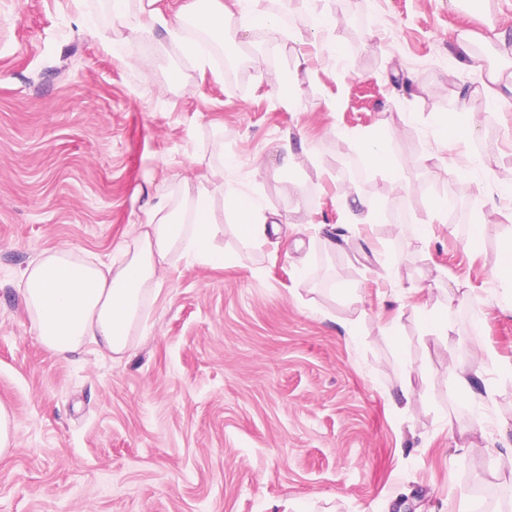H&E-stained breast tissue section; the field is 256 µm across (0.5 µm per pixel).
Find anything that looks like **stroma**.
<instances>
[{
    "label": "stroma",
    "instance_id": "35a3bbf8",
    "mask_svg": "<svg viewBox=\"0 0 512 512\" xmlns=\"http://www.w3.org/2000/svg\"><path fill=\"white\" fill-rule=\"evenodd\" d=\"M191 2L155 0L151 18L129 0L118 22L109 0H0V401L18 442L0 459V512H512L497 465L512 449V281L495 274L512 261V194L485 191L512 170V108L455 61L462 32L490 65L512 55V0H359L353 14L298 0L292 30L341 48L306 65L223 0L225 49L278 60L239 82L159 26ZM315 11L330 30L314 33ZM462 110L477 135L443 143L435 117ZM387 123L402 186L375 169L337 178ZM228 158L226 179L278 232L241 238L209 183L232 264L162 273L122 358L45 350L17 292L28 264L62 245L108 258L157 196L178 207ZM342 190L383 220L347 223ZM446 195L463 227L437 219L420 247ZM450 286L465 293L452 306ZM423 305L447 307V335Z\"/></svg>",
    "mask_w": 512,
    "mask_h": 512
}]
</instances>
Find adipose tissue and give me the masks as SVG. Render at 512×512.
Listing matches in <instances>:
<instances>
[{"label": "adipose tissue", "mask_w": 512, "mask_h": 512, "mask_svg": "<svg viewBox=\"0 0 512 512\" xmlns=\"http://www.w3.org/2000/svg\"><path fill=\"white\" fill-rule=\"evenodd\" d=\"M219 225L211 220L210 196L198 188L187 206L157 199L139 225L135 248L117 246L109 262L60 247L34 259L17 291L40 344L66 357L88 345L115 355L131 351L149 295L175 259L224 266L215 247Z\"/></svg>", "instance_id": "ef3b65f1"}]
</instances>
